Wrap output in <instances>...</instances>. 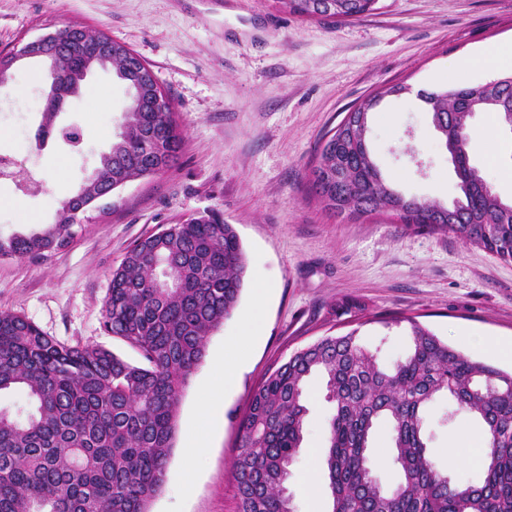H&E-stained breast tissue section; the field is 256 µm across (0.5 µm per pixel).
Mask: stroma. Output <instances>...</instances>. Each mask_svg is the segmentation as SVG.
<instances>
[{"label": "stroma", "mask_w": 512, "mask_h": 512, "mask_svg": "<svg viewBox=\"0 0 512 512\" xmlns=\"http://www.w3.org/2000/svg\"><path fill=\"white\" fill-rule=\"evenodd\" d=\"M77 25L102 31L150 64L171 96L182 143L164 171L135 179L90 212L68 247L41 258H0V311L26 317L69 345L96 344L138 364L137 350L103 327L112 270L143 236L214 215L233 225L246 272L239 302L206 341L183 389L166 481L148 512H238L233 460L253 388L320 337L357 331L381 359L404 352L407 318L449 345L502 370L512 360L488 342H512V262L465 245L451 233L375 217L348 221L325 211L309 186L323 136L374 91L387 97L372 137L377 162L403 192L443 202L457 178L417 91L483 77L458 70L465 56L512 41V0H379L360 19L304 20L276 0H0V50ZM43 79L38 65L13 68L0 89V147L28 163L0 179V237L56 220L60 202L99 163L127 108L124 86L98 72L64 117L82 131L78 147L34 148ZM473 121L471 155L500 196L512 198V134ZM235 349L241 368L210 418L200 397L213 365ZM304 438L288 492L295 512H327L322 450L333 412L311 385ZM446 399L427 420L450 474L480 482L482 436L467 415L445 422ZM207 426L208 446L191 432Z\"/></svg>", "instance_id": "stroma-1"}]
</instances>
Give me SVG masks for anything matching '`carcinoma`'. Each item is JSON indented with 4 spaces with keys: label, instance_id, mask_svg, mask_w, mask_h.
I'll list each match as a JSON object with an SVG mask.
<instances>
[{
    "label": "carcinoma",
    "instance_id": "1",
    "mask_svg": "<svg viewBox=\"0 0 512 512\" xmlns=\"http://www.w3.org/2000/svg\"><path fill=\"white\" fill-rule=\"evenodd\" d=\"M309 19H359L379 0H276ZM112 72L137 85L123 130L100 157L91 197L157 174L180 146L173 104L155 72L125 44L112 41ZM74 43L59 53L60 75L74 81ZM386 87L345 113L322 141L309 171L323 208L348 220L388 215L407 226L450 232L512 262V199L487 187L470 153L474 116L494 112L512 131V78L455 84L418 95L458 179L448 205L389 184L370 141ZM65 200L56 224L8 239L0 256L40 257L67 247L76 230ZM244 253L232 226L214 216L190 218L150 234L112 270L104 328L138 350L130 363L99 345H68L28 319L0 312V395L21 391L27 403L0 405V512H147L162 488L180 394L206 353L207 337L235 309ZM408 351L389 363L353 330L323 336L269 372L252 391L234 458L238 512H290L286 481L303 439L307 382L319 374L334 406L323 471L330 512H512V372L478 361L409 318ZM483 426L489 450L479 484L453 481L435 461L426 415L437 397ZM384 427L399 480L385 490L374 478L372 439Z\"/></svg>",
    "mask_w": 512,
    "mask_h": 512
}]
</instances>
